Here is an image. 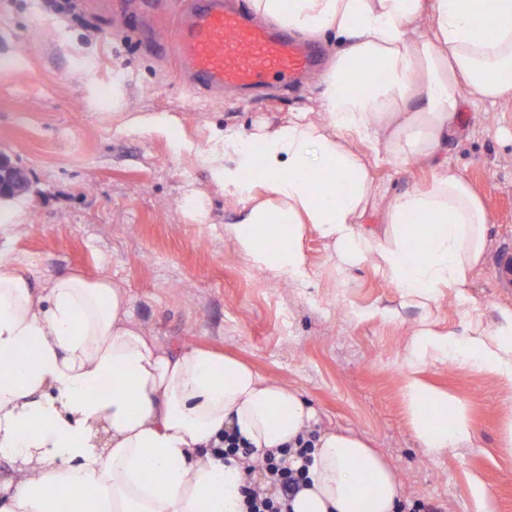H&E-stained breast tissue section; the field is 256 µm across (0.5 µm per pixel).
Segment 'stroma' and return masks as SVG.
Here are the masks:
<instances>
[{"label":"stroma","instance_id":"obj_1","mask_svg":"<svg viewBox=\"0 0 512 512\" xmlns=\"http://www.w3.org/2000/svg\"><path fill=\"white\" fill-rule=\"evenodd\" d=\"M106 2L79 0L70 15L43 0H0V155L29 181L21 229L0 239V252L38 281H120L132 319L161 346L233 354L298 389L321 424L371 439L398 473L404 502L475 512L477 480L492 512H512V451L501 444L512 383L426 355L424 380L466 403L473 434L471 444L434 455L418 448L402 396L424 324L462 344L512 307V287L499 277L512 248V135L502 131L512 103L464 105L448 144L489 216L486 261L466 298L447 288L430 307L403 303L372 264L338 272L311 230L310 278L297 285L251 267L225 237L238 208L212 184L206 150L214 131L244 134L312 104L319 74L295 90L203 96L179 80L153 38L155 13L186 0H128L120 16ZM88 22L97 28L91 37ZM118 68L127 79L116 87ZM121 112L165 113L175 123L132 132Z\"/></svg>","mask_w":512,"mask_h":512}]
</instances>
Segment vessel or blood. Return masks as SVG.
<instances>
[{
    "label": "vessel or blood",
    "instance_id": "b4317fda",
    "mask_svg": "<svg viewBox=\"0 0 512 512\" xmlns=\"http://www.w3.org/2000/svg\"><path fill=\"white\" fill-rule=\"evenodd\" d=\"M167 45L178 70L206 91H256L272 80L292 88L316 66L308 45L251 24L242 11L225 9L224 0H194Z\"/></svg>",
    "mask_w": 512,
    "mask_h": 512
}]
</instances>
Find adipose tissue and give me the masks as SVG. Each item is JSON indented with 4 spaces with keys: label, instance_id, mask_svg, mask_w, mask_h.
Wrapping results in <instances>:
<instances>
[{
    "label": "adipose tissue",
    "instance_id": "ef3b65f1",
    "mask_svg": "<svg viewBox=\"0 0 512 512\" xmlns=\"http://www.w3.org/2000/svg\"><path fill=\"white\" fill-rule=\"evenodd\" d=\"M258 19L331 42L315 106L244 135L215 132L212 184L237 203L225 236L255 268L309 277L313 228L343 271L373 263L426 306L464 296L487 253L488 213L440 160L463 102L512 103V0H248ZM366 143L359 153L355 142ZM434 161L427 188L393 190L371 165ZM382 209V223L367 224ZM471 360L512 382V309L463 346L422 329L415 355ZM415 439L470 443L466 406L407 376ZM236 430L254 448L314 440L293 512H398L401 482L364 435L321 426L297 389L200 348L166 349L135 323L124 286L78 274L39 282L0 255V512H246Z\"/></svg>",
    "mask_w": 512,
    "mask_h": 512
}]
</instances>
